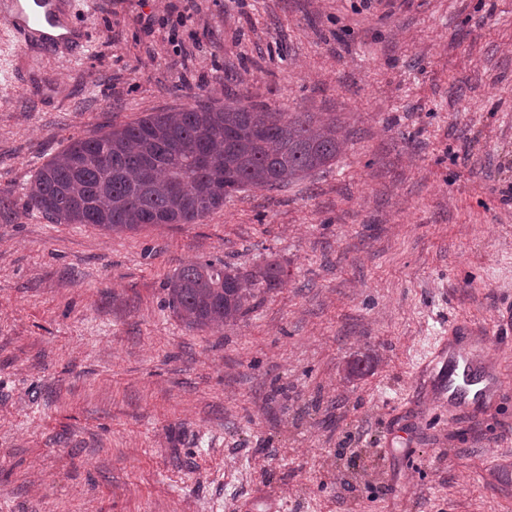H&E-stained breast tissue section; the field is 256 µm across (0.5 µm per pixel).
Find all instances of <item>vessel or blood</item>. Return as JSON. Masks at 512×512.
I'll use <instances>...</instances> for the list:
<instances>
[{
  "instance_id": "obj_1",
  "label": "vessel or blood",
  "mask_w": 512,
  "mask_h": 512,
  "mask_svg": "<svg viewBox=\"0 0 512 512\" xmlns=\"http://www.w3.org/2000/svg\"><path fill=\"white\" fill-rule=\"evenodd\" d=\"M0 24L14 31L20 42H27L30 28L23 7L1 12ZM87 41L84 29L72 27L67 34L43 38L42 47L49 53L65 48L76 54ZM486 344L487 339L481 336L475 321L467 317L455 321L448 338V354L432 369L434 385L447 402L450 415L479 417L505 397L503 371L486 354Z\"/></svg>"
}]
</instances>
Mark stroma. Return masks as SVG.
I'll list each match as a JSON object with an SVG mask.
<instances>
[{
	"label": "stroma",
	"mask_w": 512,
	"mask_h": 512,
	"mask_svg": "<svg viewBox=\"0 0 512 512\" xmlns=\"http://www.w3.org/2000/svg\"><path fill=\"white\" fill-rule=\"evenodd\" d=\"M192 16L181 46L143 16ZM81 55L0 25V512H512V395L449 417L419 373L461 316L507 370L512 0H67ZM237 98L337 121L344 149L195 224L24 213L70 137ZM275 263L189 328V262Z\"/></svg>",
	"instance_id": "1"
}]
</instances>
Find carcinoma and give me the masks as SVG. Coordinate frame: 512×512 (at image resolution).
Returning <instances> with one entry per match:
<instances>
[{
  "label": "carcinoma",
  "instance_id": "obj_1",
  "mask_svg": "<svg viewBox=\"0 0 512 512\" xmlns=\"http://www.w3.org/2000/svg\"><path fill=\"white\" fill-rule=\"evenodd\" d=\"M344 146L336 123L266 104L188 107L148 115L102 135L70 140L36 173L26 210L54 224L133 231L195 224L248 186L268 190L311 176ZM280 268L242 272L190 262L168 280L170 306L191 328L243 314L255 291L279 286Z\"/></svg>",
  "mask_w": 512,
  "mask_h": 512
}]
</instances>
